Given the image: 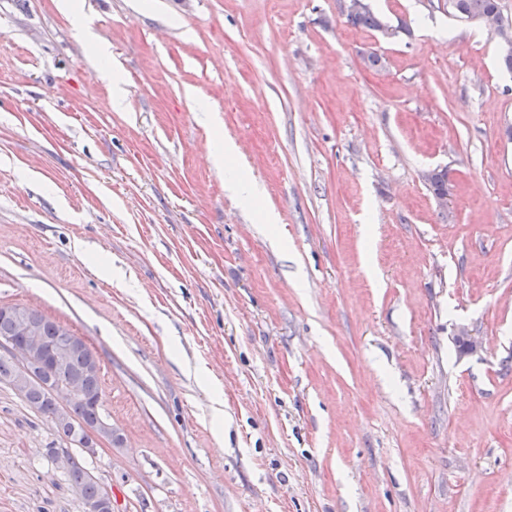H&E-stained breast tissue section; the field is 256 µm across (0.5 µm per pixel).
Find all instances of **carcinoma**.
Listing matches in <instances>:
<instances>
[{
	"label": "carcinoma",
	"mask_w": 512,
	"mask_h": 512,
	"mask_svg": "<svg viewBox=\"0 0 512 512\" xmlns=\"http://www.w3.org/2000/svg\"><path fill=\"white\" fill-rule=\"evenodd\" d=\"M453 2V11L462 18L477 20L483 16L494 15L506 22L509 21L502 13L500 0ZM346 23L353 27L378 31L387 38H393L399 33L398 29L386 24L367 4L347 15ZM426 185L435 198H444L448 195V173L441 170L428 174ZM21 312L28 322L38 328L47 344L54 342L56 336L67 331L66 326L49 319L36 307L24 305ZM8 344L11 348H22L26 341L21 334L16 314L0 309V381L11 385L31 409L52 420L57 437L73 445L74 427H93L104 417V404L98 405L93 401L95 396L102 393L100 363L96 353L83 337H77V343L73 344L71 351L61 363L35 356L28 362L27 370L24 372L20 371L10 348H6ZM50 378L60 383L81 382L85 396L69 400L64 407L59 406L47 396L43 387V383ZM89 459L90 456L73 447L67 465L63 468L71 486L83 502L96 499L100 495L99 485L89 476Z\"/></svg>",
	"instance_id": "cac0c4a2"
}]
</instances>
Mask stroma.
Instances as JSON below:
<instances>
[{"label":"stroma","mask_w":512,"mask_h":512,"mask_svg":"<svg viewBox=\"0 0 512 512\" xmlns=\"http://www.w3.org/2000/svg\"><path fill=\"white\" fill-rule=\"evenodd\" d=\"M367 2L396 37L343 0H0V305L95 350L127 512H512L508 48ZM55 439L0 384V512H81ZM346 23L353 27H362L378 31L382 36L387 38H393L399 33L397 27L393 28L387 25L366 3L358 11L348 14L346 16ZM229 190L237 196L239 203L248 209L257 208L258 187L253 181H244L229 176L227 180Z\"/></svg>","instance_id":"35a3bbf8"}]
</instances>
